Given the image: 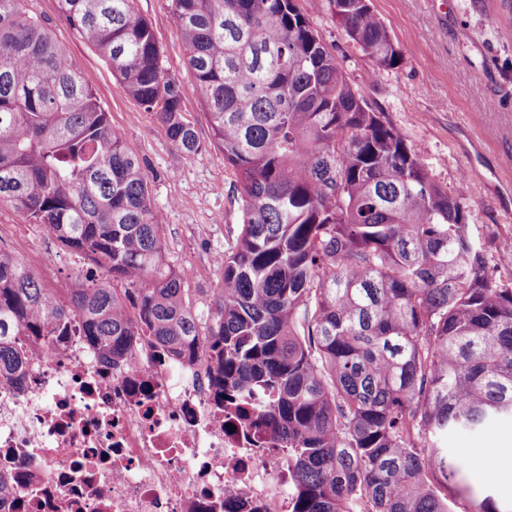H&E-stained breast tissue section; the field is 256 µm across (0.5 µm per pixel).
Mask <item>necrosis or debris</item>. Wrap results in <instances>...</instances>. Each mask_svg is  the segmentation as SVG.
<instances>
[{
    "label": "necrosis or debris",
    "mask_w": 512,
    "mask_h": 512,
    "mask_svg": "<svg viewBox=\"0 0 512 512\" xmlns=\"http://www.w3.org/2000/svg\"><path fill=\"white\" fill-rule=\"evenodd\" d=\"M0 512H291L277 448L217 401L205 346L172 371L141 345L111 363L80 331L0 386Z\"/></svg>",
    "instance_id": "necrosis-or-debris-1"
}]
</instances>
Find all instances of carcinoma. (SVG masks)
<instances>
[{"mask_svg": "<svg viewBox=\"0 0 512 512\" xmlns=\"http://www.w3.org/2000/svg\"><path fill=\"white\" fill-rule=\"evenodd\" d=\"M28 0H0V202L81 268L50 289L0 249V380L80 323L112 361L148 337L206 344L220 399L285 449L292 512H451L448 435L512 423V287L488 274L461 197L382 121L295 0H171L210 145L239 191L213 309L166 257L144 163ZM184 153L183 115L134 0H56ZM373 62L402 55L371 0H326ZM468 512H512L486 495Z\"/></svg>", "mask_w": 512, "mask_h": 512, "instance_id": "cac0c4a2", "label": "carcinoma"}]
</instances>
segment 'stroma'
I'll return each mask as SVG.
<instances>
[{
  "label": "stroma",
  "instance_id": "obj_1",
  "mask_svg": "<svg viewBox=\"0 0 512 512\" xmlns=\"http://www.w3.org/2000/svg\"><path fill=\"white\" fill-rule=\"evenodd\" d=\"M297 4L373 111L420 155L436 183L461 196L490 276L512 283V267L498 263L501 254L512 252V0H372L402 53L399 68L379 72L331 17L325 0ZM31 5L48 19L113 125L124 131L128 149L144 162L167 259L179 268L196 266L189 300L207 311L220 286L218 261L236 241L242 212L233 177L209 144L206 109L184 64L171 0H135V8L152 24L169 72L184 85V115L203 142L194 154L178 150L155 113L128 95L65 21L56 0ZM29 240L55 250L61 273L70 274V252L57 249L44 226L27 223L12 204L0 203V248L19 256ZM448 446L463 456L468 485L449 490L448 503L452 512H464L470 497L484 493L475 452L491 457L512 448V426L452 436Z\"/></svg>",
  "mask_w": 512,
  "mask_h": 512
}]
</instances>
